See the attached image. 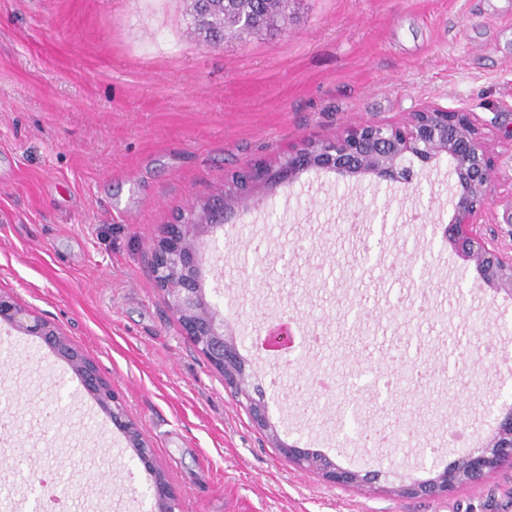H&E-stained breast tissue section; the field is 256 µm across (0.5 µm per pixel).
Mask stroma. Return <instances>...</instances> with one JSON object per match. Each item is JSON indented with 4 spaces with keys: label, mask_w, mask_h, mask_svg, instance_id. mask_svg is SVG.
<instances>
[{
    "label": "stroma",
    "mask_w": 512,
    "mask_h": 512,
    "mask_svg": "<svg viewBox=\"0 0 512 512\" xmlns=\"http://www.w3.org/2000/svg\"><path fill=\"white\" fill-rule=\"evenodd\" d=\"M493 123L498 190L476 227L512 248V0H293L287 26L208 44L190 0H0V291L57 326L123 397L177 512H512V467L402 498L512 405V297L434 233L447 162L419 189L304 173L203 244L270 424L337 466L282 457L181 331L149 271L161 225L308 137L428 105ZM295 322L292 350L260 341ZM0 488L57 470L73 512H151V477L72 367L0 330ZM251 402V418L261 429L270 431L275 441V447L279 453L296 465L313 469L321 474V477L328 483L334 485L350 486L356 484H370L379 479V473L353 471L336 466L331 460L323 455H312V452L299 448L298 445H288L281 442L274 434L267 417V409L253 398Z\"/></svg>",
    "instance_id": "1"
}]
</instances>
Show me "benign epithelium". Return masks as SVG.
<instances>
[{
    "mask_svg": "<svg viewBox=\"0 0 512 512\" xmlns=\"http://www.w3.org/2000/svg\"><path fill=\"white\" fill-rule=\"evenodd\" d=\"M448 161L455 176L452 215L448 222L434 224L455 253L473 264L482 283L512 296V254L478 236L472 226L496 192L495 160L485 137L465 107L431 106L412 113L401 127L383 123L347 126L331 138H308L301 146L271 162L254 165L224 184V192L209 199L203 220H177L159 230L151 271L164 301L180 318L183 335L196 344L207 360L224 372V385L234 389L245 378V363L239 358L236 341L224 327V314L207 300L202 287L200 245L203 238L223 228L224 217L236 213L249 199L269 197L284 183H292L309 170L334 171L359 181L366 177L418 183L415 162ZM0 324L25 335L37 336L57 356L66 360L80 385L109 417L134 449L144 470L156 475L154 456L139 426L128 418L125 403L99 373L97 366L73 348L57 327L33 315L12 296L0 292ZM251 418L261 429L272 427L267 409L255 399ZM493 435L483 446L460 457L448 470L422 482H402L392 488L402 497L448 496L460 485L477 483L493 471L512 465V406L504 407ZM279 453L296 465L313 469L334 485L370 484L375 472L361 473L336 466L323 455L273 437ZM153 512H175L174 491L165 477L153 481Z\"/></svg>",
    "mask_w": 512,
    "mask_h": 512,
    "instance_id": "7a95c632",
    "label": "benign epithelium"
}]
</instances>
